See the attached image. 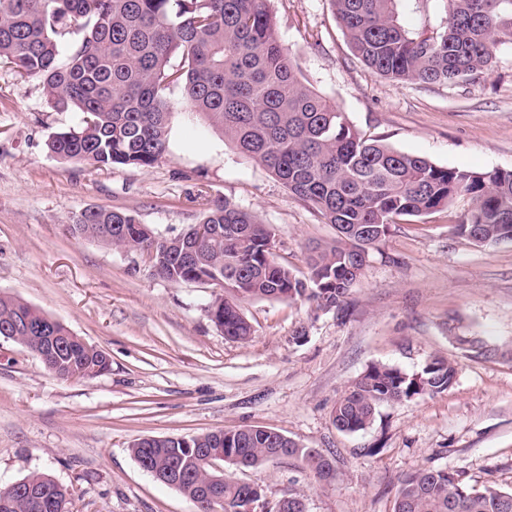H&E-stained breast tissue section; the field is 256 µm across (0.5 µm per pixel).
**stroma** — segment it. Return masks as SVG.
I'll return each instance as SVG.
<instances>
[{
  "instance_id": "obj_1",
  "label": "stroma",
  "mask_w": 512,
  "mask_h": 512,
  "mask_svg": "<svg viewBox=\"0 0 512 512\" xmlns=\"http://www.w3.org/2000/svg\"><path fill=\"white\" fill-rule=\"evenodd\" d=\"M271 6L305 84L362 136L441 167L512 170V37L465 80L403 85L353 55L329 0ZM445 6L396 8L417 36L440 29ZM172 98L158 164L97 169L48 149L81 113L56 111L39 79L0 64V293L41 309L111 362L97 377L64 381L0 337V487L39 471L76 491L73 512H197L140 468L131 445L258 426L331 458L328 482L294 458L235 473L269 501L302 495L306 512H392L399 479L429 467L511 490L512 362L471 360L448 336L453 321L461 334L512 346V242L480 246L458 235L467 199L393 224L348 313L307 301L243 303L253 328L244 343L210 320L212 286L161 279L146 254L68 232L82 211L104 208L174 238L226 200L273 227L276 260L301 278L309 248L335 239L334 225L182 106L181 90ZM435 354L457 364L448 391L381 405L364 431L336 430L332 409L368 365L416 372Z\"/></svg>"
}]
</instances>
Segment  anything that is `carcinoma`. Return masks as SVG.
<instances>
[{
    "instance_id": "cac0c4a2",
    "label": "carcinoma",
    "mask_w": 512,
    "mask_h": 512,
    "mask_svg": "<svg viewBox=\"0 0 512 512\" xmlns=\"http://www.w3.org/2000/svg\"><path fill=\"white\" fill-rule=\"evenodd\" d=\"M330 2L354 55L402 84L456 83L488 68L500 35H512V0H447L445 26L428 37L403 28L397 0ZM71 35L63 56L60 40ZM2 62L40 79L53 108L83 114L80 127L53 135L48 144L66 162L154 165L167 151L176 112L169 94L180 87L187 108L335 225L336 240L307 256L305 279L275 261L274 229L228 201L204 213L201 223L210 235L184 233L195 248L190 262L127 212L85 211L69 225L75 238L147 254L165 280L222 285L215 325L228 338L252 336L241 312L248 300H309L345 309L397 217H421L465 197L469 208L455 224L457 234L482 246L512 241V170L441 167L361 136L345 113L302 82L277 35L270 0H0ZM13 320L43 326L17 332L15 342L59 378L83 380L109 370L104 351L21 298L0 294V336ZM46 334L56 337L55 346ZM464 352L480 361L505 356L480 336ZM456 376L457 364L441 355L415 373L371 364L336 402L332 424L343 433L363 431L380 405L441 394ZM192 447L235 454L246 469L267 465L275 452L255 426L201 434ZM130 452L138 464L161 469L175 445L143 441ZM288 457L320 481L333 478L331 460L315 448L290 439ZM188 468L176 490L199 512H248L252 484L224 475L215 511L200 493L212 468ZM72 506V493L43 472L19 479L16 490L0 488V512H72ZM393 512H512V490L476 489L452 471L424 468L398 481Z\"/></svg>"
}]
</instances>
